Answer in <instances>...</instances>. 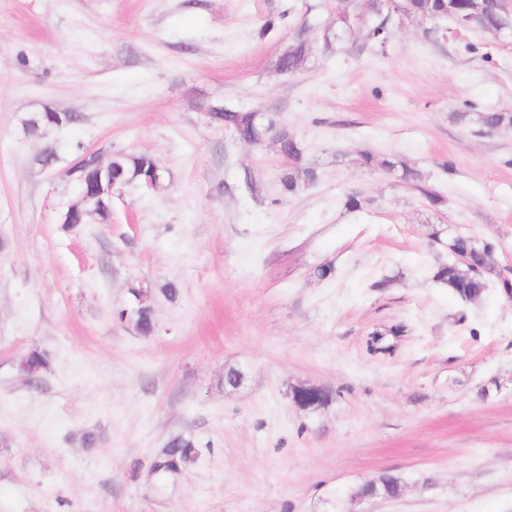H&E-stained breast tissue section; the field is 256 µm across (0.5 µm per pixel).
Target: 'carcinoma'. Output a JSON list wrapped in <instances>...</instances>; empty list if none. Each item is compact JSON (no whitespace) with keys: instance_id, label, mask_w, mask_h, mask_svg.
Masks as SVG:
<instances>
[{"instance_id":"carcinoma-1","label":"carcinoma","mask_w":512,"mask_h":512,"mask_svg":"<svg viewBox=\"0 0 512 512\" xmlns=\"http://www.w3.org/2000/svg\"><path fill=\"white\" fill-rule=\"evenodd\" d=\"M367 29L361 32L365 42L374 47L383 48L390 39L388 23L392 15L398 14L408 19L427 21L442 18L452 20L459 16H476L480 19L479 28L487 33L497 34L512 29V14L496 0H396L389 5L386 0H366ZM310 45L304 33L299 32L282 53L278 61L280 71L289 74L300 71L306 64ZM212 120L232 130L240 140L247 144L257 142L262 134L255 113L226 105L209 107ZM477 122L484 128H497L512 125V111L479 112ZM279 148L291 162V168L283 174L282 185L290 193L295 192L304 183L312 184L317 180L316 170L305 161L304 148L295 135L288 129H280ZM358 164L373 170L393 175L408 183L414 182V188L429 202L437 205L443 197L433 187L422 181L406 165L392 156L361 151L354 158ZM158 164L152 155L147 153H115L112 155V181L126 184L133 181L145 182L154 175ZM453 246L467 245L470 254L469 264L463 265L454 260L441 268L436 277L448 285L458 297L467 299L480 296L486 287L485 276L492 273L493 253L495 246L485 242L478 246L467 238L453 237ZM129 317L134 320L135 327L144 336L153 332L151 310L141 304L132 307V313L121 312L120 318ZM49 366V354L37 348L23 354L18 361V369L28 377H34ZM202 449L197 442L184 435L169 440L166 448L155 456L149 465L148 476L155 481L170 475L182 473L193 467L201 457Z\"/></svg>"}]
</instances>
